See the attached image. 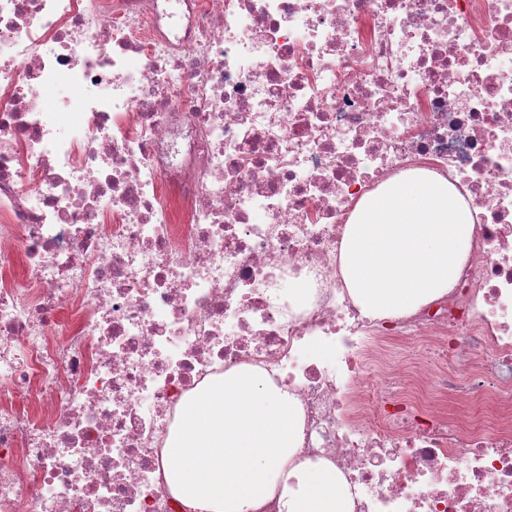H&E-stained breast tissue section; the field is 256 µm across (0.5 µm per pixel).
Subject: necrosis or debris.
<instances>
[{"label": "necrosis or debris", "mask_w": 512, "mask_h": 512, "mask_svg": "<svg viewBox=\"0 0 512 512\" xmlns=\"http://www.w3.org/2000/svg\"><path fill=\"white\" fill-rule=\"evenodd\" d=\"M53 86L79 95L47 111ZM415 168L465 198L469 258L375 319L343 229ZM14 258L0 512H176L181 403L243 364L297 400L296 459L332 462L352 512H512V0H0Z\"/></svg>", "instance_id": "1"}]
</instances>
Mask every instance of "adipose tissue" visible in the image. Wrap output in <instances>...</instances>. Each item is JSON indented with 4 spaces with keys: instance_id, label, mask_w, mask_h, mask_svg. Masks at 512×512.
Here are the masks:
<instances>
[{
    "instance_id": "obj_1",
    "label": "adipose tissue",
    "mask_w": 512,
    "mask_h": 512,
    "mask_svg": "<svg viewBox=\"0 0 512 512\" xmlns=\"http://www.w3.org/2000/svg\"><path fill=\"white\" fill-rule=\"evenodd\" d=\"M302 416L294 400L242 365L187 401L163 450L180 512H351L343 474L327 461L295 463Z\"/></svg>"
}]
</instances>
